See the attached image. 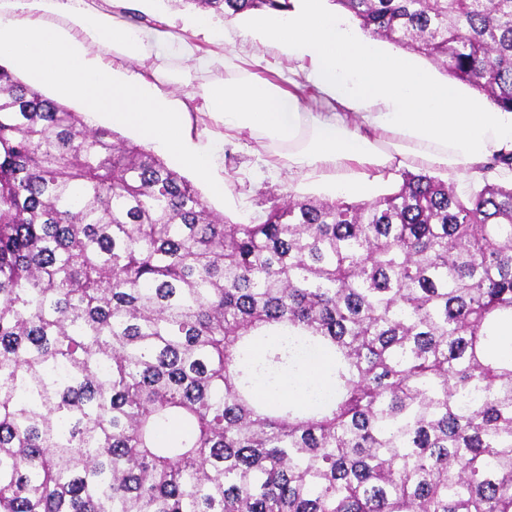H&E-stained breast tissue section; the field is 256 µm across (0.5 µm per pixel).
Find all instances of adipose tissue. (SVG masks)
<instances>
[{"label": "adipose tissue", "instance_id": "1", "mask_svg": "<svg viewBox=\"0 0 512 512\" xmlns=\"http://www.w3.org/2000/svg\"><path fill=\"white\" fill-rule=\"evenodd\" d=\"M53 7L122 58L146 60L148 49L163 43L195 59L199 69L213 63L188 39L111 23L87 0H54ZM42 8L43 0H13L12 15L0 16V58L17 60L57 96L85 100L112 123L134 127L223 194L224 180L215 174L219 145L188 133L186 110L143 73L117 71L59 33L41 18ZM252 35L309 60L308 81L336 111H306L291 90L248 72L206 85L202 100L223 122L225 137L246 133L262 147L287 150L294 173L381 167L398 157L466 172L512 151V112L487 108L408 56L381 53L366 37L348 34L324 0H293L291 10L268 13Z\"/></svg>", "mask_w": 512, "mask_h": 512}]
</instances>
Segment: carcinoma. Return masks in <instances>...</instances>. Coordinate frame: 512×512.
Segmentation results:
<instances>
[{
	"instance_id": "obj_1",
	"label": "carcinoma",
	"mask_w": 512,
	"mask_h": 512,
	"mask_svg": "<svg viewBox=\"0 0 512 512\" xmlns=\"http://www.w3.org/2000/svg\"><path fill=\"white\" fill-rule=\"evenodd\" d=\"M331 2L512 112V0ZM497 169L512 152L465 200L406 172L375 201L233 223L0 65V512H512ZM309 348L330 395L260 405L258 377Z\"/></svg>"
}]
</instances>
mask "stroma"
<instances>
[{"label":"stroma","instance_id":"stroma-1","mask_svg":"<svg viewBox=\"0 0 512 512\" xmlns=\"http://www.w3.org/2000/svg\"><path fill=\"white\" fill-rule=\"evenodd\" d=\"M135 7L160 20L164 30L191 39L202 52L219 56L234 54L239 57L241 67L249 72L283 84L290 81L299 84L306 90L302 104L313 112L326 111L319 90L307 88L305 62L247 36L248 27L261 19V12L214 18L213 29L207 32L189 27L188 21L197 11L182 0H137ZM146 65L150 82L187 107L193 134L223 138V123L203 109L200 94L205 85L230 79V71L218 62L207 71H200L193 60L167 48L152 49ZM217 168L224 178L223 196H212L202 180H195L194 186L211 209L234 222H249L271 206L287 204L292 198L336 196L329 176L318 172L308 176L292 173L287 157L261 148L246 134L225 140Z\"/></svg>","mask_w":512,"mask_h":512}]
</instances>
